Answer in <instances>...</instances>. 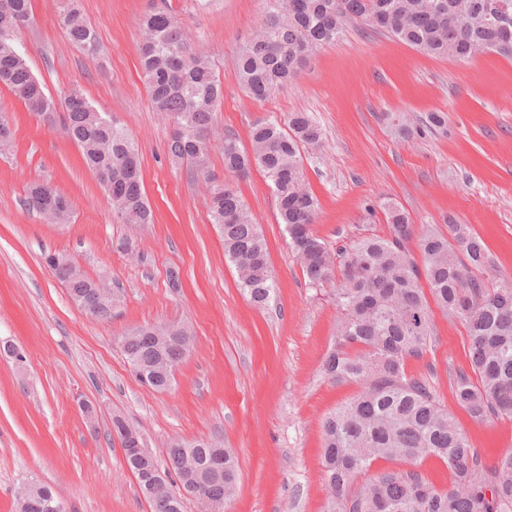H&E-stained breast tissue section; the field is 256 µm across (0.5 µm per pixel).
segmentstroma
Segmentation results:
<instances>
[{"label": "stroma", "instance_id": "obj_1", "mask_svg": "<svg viewBox=\"0 0 512 512\" xmlns=\"http://www.w3.org/2000/svg\"><path fill=\"white\" fill-rule=\"evenodd\" d=\"M22 45L52 95L79 88L137 140L154 224L114 219L97 178L59 125L28 112L0 86L11 143L0 148V512H16L29 478L49 486L65 512H150L113 438L119 414L164 462L175 439L210 438L239 460L238 491L224 512H327L321 477L322 422L360 386L335 383L322 367L336 345L334 283L309 284L279 222L262 171L239 179L211 151L216 178L238 190L268 245L276 299L254 306L238 286L212 223L208 199L186 167L172 162V122L153 106L139 66L140 18L171 9L194 51L216 65L224 96L217 135L249 146L252 126L307 112L323 144L303 153L304 177L319 201L313 230L331 245L389 234L388 203L418 230L470 225L488 248L489 282L512 285V59L486 53L468 62L416 51L352 26L310 55L300 76L270 98H250L236 59L265 0H76L97 36L90 53L70 43L60 16L67 0H31ZM444 123H434V114ZM47 182L69 200L70 220L44 223L25 202L27 185ZM68 256L91 278L109 276L119 301L110 320L77 309L45 263ZM178 270L180 290L168 285ZM435 347L408 360L431 375L441 404L485 463L512 450V418L473 421L456 401L455 372L468 369L459 320L432 307ZM145 323L185 324L191 353L165 392L141 386L121 347ZM96 406L88 422L80 401Z\"/></svg>", "mask_w": 512, "mask_h": 512}]
</instances>
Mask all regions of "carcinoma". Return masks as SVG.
Segmentation results:
<instances>
[{
	"mask_svg": "<svg viewBox=\"0 0 512 512\" xmlns=\"http://www.w3.org/2000/svg\"><path fill=\"white\" fill-rule=\"evenodd\" d=\"M297 8L281 12L272 5L257 23L255 35L240 49L236 68L249 97L265 100L296 79L309 54L335 42L350 23L386 33L415 50L457 61L480 55V46L512 58V0H296ZM30 0H0V86L40 116L60 115L67 136L81 150L108 196L118 198L114 216L124 224L145 226L154 215L143 193L139 149L132 135L101 112L76 89L57 100L32 72L20 43L30 21ZM507 12L499 24L482 21ZM476 22L457 23L460 12ZM61 25L68 39L86 49L96 35L78 9L67 7ZM140 67L156 108L175 122L169 142L172 160L193 175L209 174L210 157L203 140L212 135L214 112L224 96L211 61L193 52L189 37L175 17L158 10L141 23ZM322 130L306 112L260 121L250 132L246 150L232 135L221 149L224 170L245 176L260 168L271 182L275 205L289 243L311 284L340 273L334 301L342 317L337 346L323 364L329 380L359 382L361 391L330 413L322 424L323 480L330 493L328 512H512V451L491 466L482 463L440 403L427 379L406 371L407 360L432 351L434 334L426 294L442 311L460 320L469 336V372H460L455 397L476 422L512 418V286L489 287L480 272L488 265L483 240L467 224L448 225V234L420 232L400 207L387 208L390 235L363 237L336 248L313 231L318 201L306 185L303 152L316 148ZM60 203L51 223L65 224L70 205L48 183L27 187L26 203L38 211L42 202ZM210 216L233 264L238 285L250 300L265 307L274 300L276 283L268 263V246L252 212L236 191L209 196ZM418 237L423 265L407 244ZM46 263L83 310L107 320L94 295L93 280L66 257L50 254ZM426 284H421V281ZM138 337L122 341L132 371L153 366L164 356L182 359V345L158 352L153 326L136 327ZM210 449L172 442L166 448L169 469L178 481L190 466L201 464ZM434 457L452 473L451 485L437 489L415 467ZM378 460H396L409 470H385L360 485L357 478ZM133 475L157 466L150 452L125 457ZM238 465L224 449V479L203 482L202 492L214 504L236 494Z\"/></svg>",
	"mask_w": 512,
	"mask_h": 512,
	"instance_id": "obj_1",
	"label": "carcinoma"
}]
</instances>
